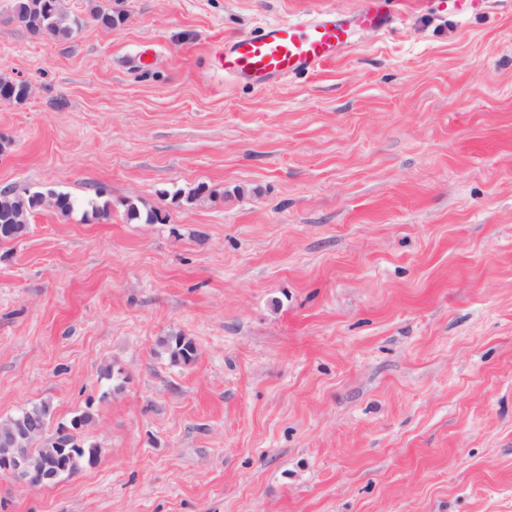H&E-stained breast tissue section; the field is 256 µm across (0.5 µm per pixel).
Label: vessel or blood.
<instances>
[{"label": "vessel or blood", "mask_w": 512, "mask_h": 512, "mask_svg": "<svg viewBox=\"0 0 512 512\" xmlns=\"http://www.w3.org/2000/svg\"><path fill=\"white\" fill-rule=\"evenodd\" d=\"M350 31V19L331 13L271 22L258 37L225 45L224 72L259 87L305 75L336 60L351 43Z\"/></svg>", "instance_id": "b4317fda"}]
</instances>
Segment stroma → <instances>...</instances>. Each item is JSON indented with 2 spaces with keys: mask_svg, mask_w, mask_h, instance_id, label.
Segmentation results:
<instances>
[{
  "mask_svg": "<svg viewBox=\"0 0 512 512\" xmlns=\"http://www.w3.org/2000/svg\"><path fill=\"white\" fill-rule=\"evenodd\" d=\"M12 4L0 77L31 91L0 103V187L111 213L0 243V420L88 409L99 450L0 474V512H512V0H405L263 88L226 40L367 0H64L63 41ZM162 347L174 364H191L196 357V344L193 339L179 333L166 336L162 341Z\"/></svg>",
  "mask_w": 512,
  "mask_h": 512,
  "instance_id": "35a3bbf8",
  "label": "stroma"
}]
</instances>
